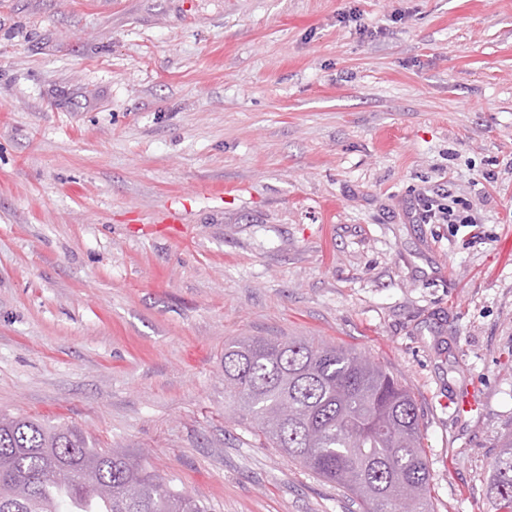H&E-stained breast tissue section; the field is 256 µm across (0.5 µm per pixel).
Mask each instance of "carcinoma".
Masks as SVG:
<instances>
[{
	"instance_id": "obj_1",
	"label": "carcinoma",
	"mask_w": 512,
	"mask_h": 512,
	"mask_svg": "<svg viewBox=\"0 0 512 512\" xmlns=\"http://www.w3.org/2000/svg\"><path fill=\"white\" fill-rule=\"evenodd\" d=\"M224 397L252 433L335 484L363 512H432L422 416L412 393L370 357L312 337L224 345ZM80 486L108 512H206L126 449L93 448L83 433L29 415H0V512H83L51 494ZM487 495L512 512V431L501 434Z\"/></svg>"
}]
</instances>
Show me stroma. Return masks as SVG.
<instances>
[{"mask_svg": "<svg viewBox=\"0 0 512 512\" xmlns=\"http://www.w3.org/2000/svg\"><path fill=\"white\" fill-rule=\"evenodd\" d=\"M243 336L381 361L434 512H489L512 0H0V413L127 449L207 512H359L230 418Z\"/></svg>", "mask_w": 512, "mask_h": 512, "instance_id": "35a3bbf8", "label": "stroma"}]
</instances>
